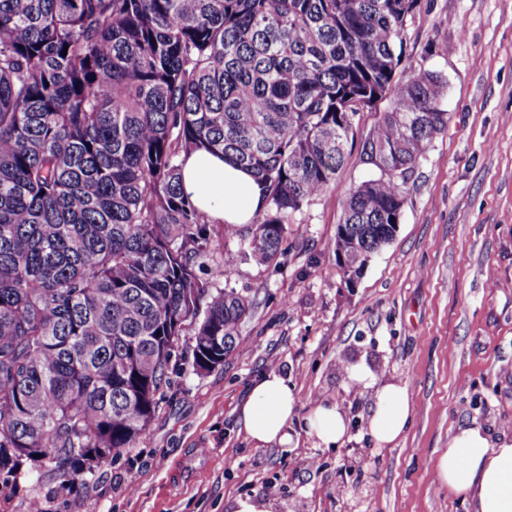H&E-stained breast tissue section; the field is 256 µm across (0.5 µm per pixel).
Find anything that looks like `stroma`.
<instances>
[{"instance_id":"1","label":"stroma","mask_w":512,"mask_h":512,"mask_svg":"<svg viewBox=\"0 0 512 512\" xmlns=\"http://www.w3.org/2000/svg\"><path fill=\"white\" fill-rule=\"evenodd\" d=\"M441 75L446 129L407 183L393 240L360 275L336 264L334 241L353 186L376 177L351 157L289 225L274 261L237 262L220 285L253 302L240 347L194 371V325L175 346L147 429L68 492L49 468L0 475V512H229L235 498L278 484L274 512H470L437 482L448 436L512 425V0H418L397 81ZM376 383H406L412 419L392 445L368 430ZM297 396L290 450L256 446L237 408L262 373ZM349 420L337 449L305 420L321 402Z\"/></svg>"}]
</instances>
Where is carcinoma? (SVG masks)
I'll return each mask as SVG.
<instances>
[{"label":"carcinoma","mask_w":512,"mask_h":512,"mask_svg":"<svg viewBox=\"0 0 512 512\" xmlns=\"http://www.w3.org/2000/svg\"><path fill=\"white\" fill-rule=\"evenodd\" d=\"M416 0H0V474L70 491L155 414L187 321L193 367L240 345L252 302L198 271L215 221L184 197L197 150L264 185L244 256L354 154L394 175L350 189L336 262L393 240L405 185L447 124L443 82L395 80ZM67 54H62V51ZM392 108L360 134L356 114Z\"/></svg>","instance_id":"obj_1"}]
</instances>
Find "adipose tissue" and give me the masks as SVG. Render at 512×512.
<instances>
[{
  "mask_svg": "<svg viewBox=\"0 0 512 512\" xmlns=\"http://www.w3.org/2000/svg\"><path fill=\"white\" fill-rule=\"evenodd\" d=\"M182 190L212 219L239 227L249 224L263 205V188L254 174L222 155L199 150L186 159ZM352 382L374 386L369 431L378 445L394 443L411 418L407 388L400 383L374 385L361 366L350 369ZM297 400L286 379L263 373L239 409V422L257 445L288 446ZM309 432L321 445L336 446L347 431L343 412L333 403L318 405L308 419ZM438 480L464 501L471 512H512V435L489 439L480 427L457 430L436 462Z\"/></svg>",
  "mask_w": 512,
  "mask_h": 512,
  "instance_id": "obj_1",
  "label": "adipose tissue"
}]
</instances>
